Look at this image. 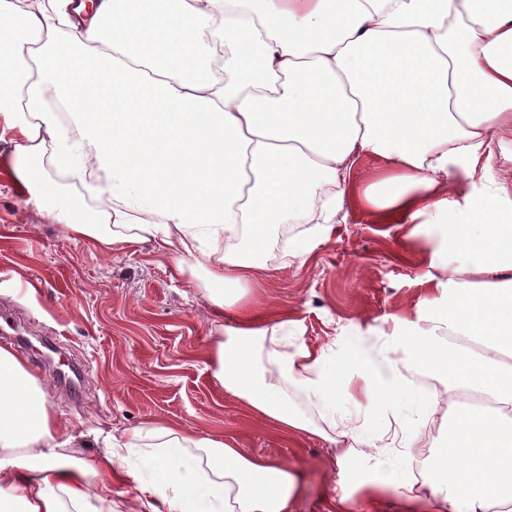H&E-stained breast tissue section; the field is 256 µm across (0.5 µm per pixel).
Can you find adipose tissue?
<instances>
[{
  "label": "adipose tissue",
  "mask_w": 512,
  "mask_h": 512,
  "mask_svg": "<svg viewBox=\"0 0 512 512\" xmlns=\"http://www.w3.org/2000/svg\"><path fill=\"white\" fill-rule=\"evenodd\" d=\"M0 118L53 223L104 249L151 242L177 273L203 272L211 302L234 311L206 354L226 396L288 435L353 439L331 512H364L387 485L432 512H512V185L496 175L512 163V0H95L87 14L73 0H0ZM367 154L382 165L361 207L410 240L448 219L430 243L446 273L438 306L395 318L362 351L268 344L252 301L275 227L329 236ZM48 163L110 209L62 199ZM407 367L442 391L418 394ZM474 394L493 407L465 406ZM47 396L1 346L0 512H114L91 482L128 457L152 473L136 485L146 512H292L296 471L224 435L153 425L79 466ZM349 400L394 431L345 412Z\"/></svg>",
  "instance_id": "ef3b65f1"
}]
</instances>
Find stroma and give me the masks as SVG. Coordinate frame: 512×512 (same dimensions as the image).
Masks as SVG:
<instances>
[{"mask_svg":"<svg viewBox=\"0 0 512 512\" xmlns=\"http://www.w3.org/2000/svg\"><path fill=\"white\" fill-rule=\"evenodd\" d=\"M17 137H0V308L31 340L13 345L49 391L48 405L94 463L108 434L162 423L199 437L234 436L247 455L272 457L301 474L294 512H327L338 479L337 449L291 438L244 413L205 368L225 318L192 275L173 271L171 253L131 243L105 251L28 204L10 166ZM319 240L307 224H282L280 240L306 237L304 259L266 253L272 276L260 293L288 313L303 339L353 349L390 332L393 319L435 298L425 248L356 204Z\"/></svg>","mask_w":512,"mask_h":512,"instance_id":"stroma-1","label":"stroma"}]
</instances>
